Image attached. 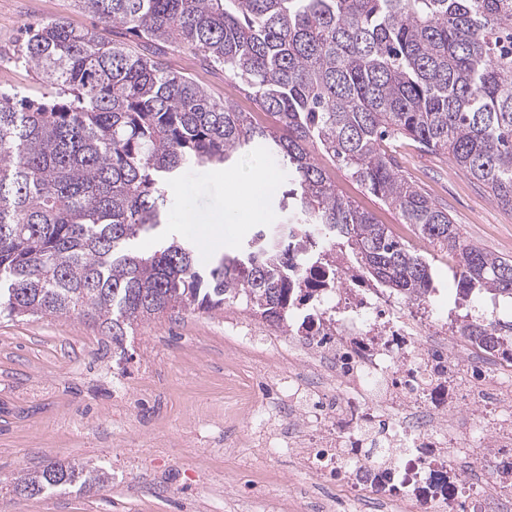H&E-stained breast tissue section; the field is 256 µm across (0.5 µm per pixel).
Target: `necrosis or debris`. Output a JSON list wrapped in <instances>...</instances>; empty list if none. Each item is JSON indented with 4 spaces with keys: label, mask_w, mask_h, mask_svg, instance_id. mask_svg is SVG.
Masks as SVG:
<instances>
[{
    "label": "necrosis or debris",
    "mask_w": 512,
    "mask_h": 512,
    "mask_svg": "<svg viewBox=\"0 0 512 512\" xmlns=\"http://www.w3.org/2000/svg\"><path fill=\"white\" fill-rule=\"evenodd\" d=\"M469 319L364 282L344 259L288 305V324L224 314V415L254 423L250 443L385 512H512V327ZM275 396L255 405L244 369Z\"/></svg>",
    "instance_id": "necrosis-or-debris-1"
}]
</instances>
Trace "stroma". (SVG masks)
Masks as SVG:
<instances>
[{"label":"stroma","mask_w":512,"mask_h":512,"mask_svg":"<svg viewBox=\"0 0 512 512\" xmlns=\"http://www.w3.org/2000/svg\"><path fill=\"white\" fill-rule=\"evenodd\" d=\"M65 18L71 26L120 40L119 29L90 17L72 0H0V89H20L36 97L41 88L33 70L15 63L14 42L24 23ZM178 71L200 81L215 98L245 111L257 106L223 70L207 67L183 50L167 59ZM401 174L445 207L463 235L498 256L512 259V210L503 209L485 186L470 179L441 154L419 152L403 140L388 145ZM261 159L247 153L231 166L185 170L176 186L170 216L174 231L191 243L199 264L241 249L257 222L239 212L221 239L205 234L228 219V192ZM337 191L389 225L403 241L418 238L397 213L351 178L346 169L321 158ZM224 315L180 312L140 325L123 350L110 338L75 318H0V512H186V484L196 486L207 512H226L203 481L221 472L237 494L260 495L258 470L290 477L288 456H268L244 447L210 460L198 452L190 433L199 403L213 405L216 422L204 440L223 443L225 435L244 436L246 419L224 417ZM141 457L128 467L127 452ZM53 461L101 466L115 478L103 488L23 497L12 490L20 472Z\"/></svg>","instance_id":"stroma-1"}]
</instances>
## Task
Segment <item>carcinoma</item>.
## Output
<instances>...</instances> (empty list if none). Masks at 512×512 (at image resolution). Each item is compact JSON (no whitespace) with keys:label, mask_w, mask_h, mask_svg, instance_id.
Listing matches in <instances>:
<instances>
[{"label":"carcinoma","mask_w":512,"mask_h":512,"mask_svg":"<svg viewBox=\"0 0 512 512\" xmlns=\"http://www.w3.org/2000/svg\"><path fill=\"white\" fill-rule=\"evenodd\" d=\"M134 41L103 40L62 17L22 31L17 57L43 89L0 91V317L91 323L123 348L170 312L244 301L288 325L301 293L293 228L348 248L383 287L425 302L430 253L403 242L344 196L318 152L448 255L462 298L512 302V259L465 238L448 210L399 173L380 147L410 138L443 154L512 210V0H73ZM188 49L238 81L262 123L171 69ZM252 151L284 171L292 206L234 255L199 265L168 223L187 168ZM101 467L57 461L13 479L24 497L102 487Z\"/></svg>","instance_id":"carcinoma-1"}]
</instances>
